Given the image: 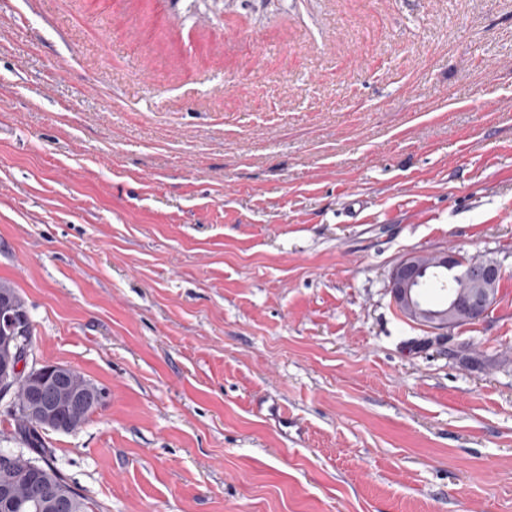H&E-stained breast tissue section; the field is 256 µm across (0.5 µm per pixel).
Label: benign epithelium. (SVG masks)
<instances>
[{"label":"benign epithelium","mask_w":512,"mask_h":512,"mask_svg":"<svg viewBox=\"0 0 512 512\" xmlns=\"http://www.w3.org/2000/svg\"><path fill=\"white\" fill-rule=\"evenodd\" d=\"M430 266L457 279L463 287V291L448 298V304L441 307H429L418 300V289L423 287L426 269ZM501 276L502 269L495 262L465 263L459 255L446 251L414 252L403 257L393 268L389 291L393 304L408 320L423 323L433 330H450L456 326L461 314L476 315L489 306L491 296L484 286L500 281ZM71 373L70 368L57 364L28 368L23 317L13 319L10 329L0 335V399L13 392L20 377H25L31 396L27 414L33 422L69 432L82 424L75 412L103 403L104 393L90 386L73 388ZM21 463L35 467L19 452L0 459V497L9 496L11 471ZM73 495L71 489H59L45 497V504L62 510Z\"/></svg>","instance_id":"obj_1"}]
</instances>
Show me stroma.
I'll return each instance as SVG.
<instances>
[{
    "label": "stroma",
    "instance_id": "35a3bbf8",
    "mask_svg": "<svg viewBox=\"0 0 512 512\" xmlns=\"http://www.w3.org/2000/svg\"><path fill=\"white\" fill-rule=\"evenodd\" d=\"M0 281L91 512H512V0H0ZM429 266L439 268L451 278L458 279L461 288L470 289L451 296L448 304L446 302L441 307L421 304L418 288H423ZM501 276L502 269L495 262L465 263L459 255L448 251L433 254L414 252L403 257L393 268L388 288L393 304L405 318L426 324L427 328L433 330H450L455 328L462 313L476 315L489 306L491 296L485 293L483 287L499 282Z\"/></svg>",
    "mask_w": 512,
    "mask_h": 512
}]
</instances>
